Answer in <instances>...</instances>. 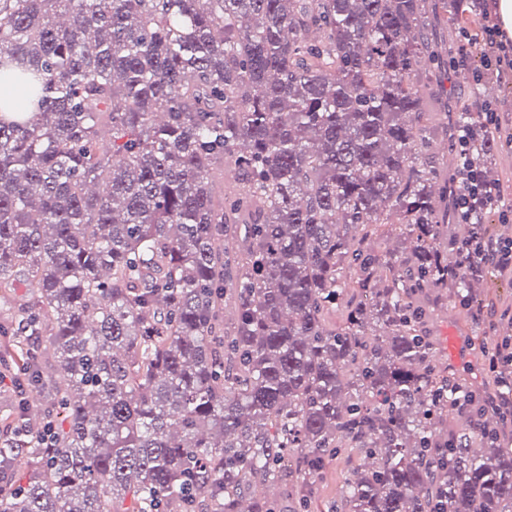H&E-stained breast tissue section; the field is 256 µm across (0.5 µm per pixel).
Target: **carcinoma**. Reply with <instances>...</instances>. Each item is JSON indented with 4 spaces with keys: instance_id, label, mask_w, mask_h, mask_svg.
<instances>
[{
    "instance_id": "cac0c4a2",
    "label": "carcinoma",
    "mask_w": 512,
    "mask_h": 512,
    "mask_svg": "<svg viewBox=\"0 0 512 512\" xmlns=\"http://www.w3.org/2000/svg\"><path fill=\"white\" fill-rule=\"evenodd\" d=\"M478 7L0 0V370L50 399L0 415V512H276L345 443L319 512H512L505 423L448 430L421 331L425 295L481 303L425 101ZM356 448H340L333 459L325 462L319 474L309 482L311 500L314 504L336 498V493L352 478L354 468L360 462ZM265 495L275 500L280 512L293 511L296 506L297 494L291 491L288 486L274 484L265 489Z\"/></svg>"
}]
</instances>
